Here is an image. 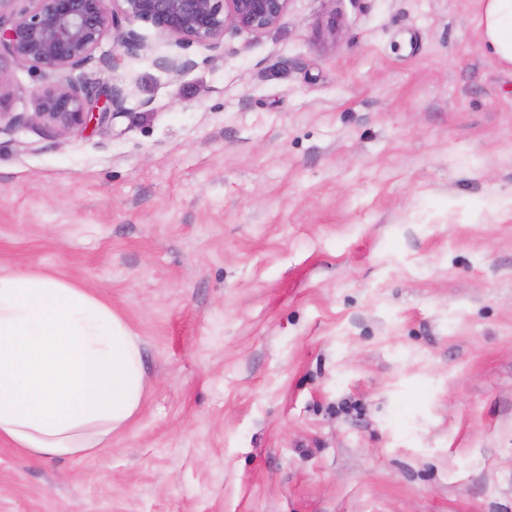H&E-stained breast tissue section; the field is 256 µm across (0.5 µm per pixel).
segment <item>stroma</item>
<instances>
[{
    "label": "stroma",
    "mask_w": 512,
    "mask_h": 512,
    "mask_svg": "<svg viewBox=\"0 0 512 512\" xmlns=\"http://www.w3.org/2000/svg\"><path fill=\"white\" fill-rule=\"evenodd\" d=\"M486 0H292L85 70L123 113L0 127V274L142 351L89 457L0 438V512H512V64ZM336 22L330 36L328 22ZM60 73L9 62L12 109ZM479 24L484 27V52L512 63V1L488 0Z\"/></svg>",
    "instance_id": "35a3bbf8"
}]
</instances>
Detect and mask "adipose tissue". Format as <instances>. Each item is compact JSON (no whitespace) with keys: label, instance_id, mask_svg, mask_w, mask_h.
Here are the masks:
<instances>
[{"label":"adipose tissue","instance_id":"obj_1","mask_svg":"<svg viewBox=\"0 0 512 512\" xmlns=\"http://www.w3.org/2000/svg\"><path fill=\"white\" fill-rule=\"evenodd\" d=\"M483 50L512 63V0H488ZM138 341L86 289L0 275V438L45 457L92 455L137 411Z\"/></svg>","mask_w":512,"mask_h":512}]
</instances>
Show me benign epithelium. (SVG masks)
<instances>
[{"instance_id":"obj_1","label":"benign epithelium","mask_w":512,"mask_h":512,"mask_svg":"<svg viewBox=\"0 0 512 512\" xmlns=\"http://www.w3.org/2000/svg\"><path fill=\"white\" fill-rule=\"evenodd\" d=\"M12 2L0 0V124L40 123L71 134L86 129L93 119L99 125L107 122L123 108L124 89L112 87L94 113L91 83L83 75L67 76L38 92L33 113L14 112L3 63L23 61L49 70L82 71L94 62L93 51L110 29L125 53L145 51L136 32L122 28L124 20L149 23L183 49L198 44L216 52L224 47L228 30L260 34L277 26L291 0H120L117 12L109 11V0H30L32 7L19 12L10 9ZM155 63L178 75L196 65L187 55L159 57Z\"/></svg>"}]
</instances>
